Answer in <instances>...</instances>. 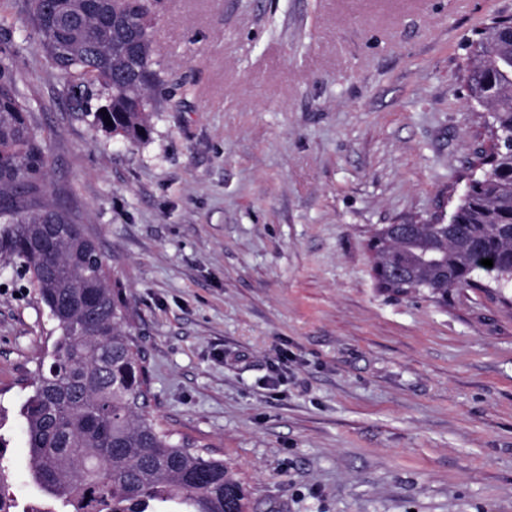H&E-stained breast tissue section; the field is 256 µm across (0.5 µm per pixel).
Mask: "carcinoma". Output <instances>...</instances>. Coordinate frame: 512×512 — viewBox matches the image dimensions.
<instances>
[{
    "instance_id": "obj_1",
    "label": "carcinoma",
    "mask_w": 512,
    "mask_h": 512,
    "mask_svg": "<svg viewBox=\"0 0 512 512\" xmlns=\"http://www.w3.org/2000/svg\"><path fill=\"white\" fill-rule=\"evenodd\" d=\"M49 66L78 109L111 92L93 122L135 144L150 131L158 82L152 35L155 0H29ZM512 16L475 31L464 70L469 98L490 112L500 147L450 220L460 235L443 248L448 281L422 287L441 298L472 274L512 272ZM112 124H107V121ZM49 158L13 58L0 53V260L25 271L54 324L21 406L29 477L54 512H246L247 490L224 460L174 440L154 415L144 355L127 304L96 242L70 209L46 198ZM426 224L401 249L415 255ZM493 267H477L480 259Z\"/></svg>"
}]
</instances>
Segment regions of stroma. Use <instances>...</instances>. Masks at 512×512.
<instances>
[{"mask_svg": "<svg viewBox=\"0 0 512 512\" xmlns=\"http://www.w3.org/2000/svg\"><path fill=\"white\" fill-rule=\"evenodd\" d=\"M512 0H158L163 96L136 145L72 110L27 22L0 48L122 288L157 413L215 447L247 512H512V287L381 293L368 242L450 215L482 119L467 38ZM0 270V464L44 499L19 409L52 346Z\"/></svg>", "mask_w": 512, "mask_h": 512, "instance_id": "stroma-1", "label": "stroma"}]
</instances>
